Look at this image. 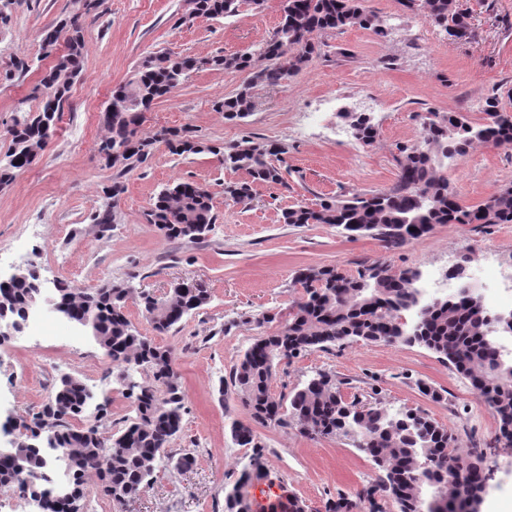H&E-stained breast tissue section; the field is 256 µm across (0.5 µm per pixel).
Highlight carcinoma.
<instances>
[{
  "label": "carcinoma",
  "instance_id": "obj_1",
  "mask_svg": "<svg viewBox=\"0 0 512 512\" xmlns=\"http://www.w3.org/2000/svg\"><path fill=\"white\" fill-rule=\"evenodd\" d=\"M189 2L190 15L216 19L237 15L243 0ZM401 5L451 37L454 28L467 30L456 0H401ZM282 10L281 24L257 58L248 52L207 60L170 52L146 57L132 81L112 89L99 115L107 135L98 150L112 148L117 153L112 166L126 170L146 159L157 144L180 156L219 155L224 167L243 170L248 176L224 188L240 204L253 200L257 183L285 184L281 167L272 163L283 161L288 153L281 143L244 140L227 146L206 145L185 129H163L148 138L139 134L143 113L154 101L203 66L253 71L250 82L218 104L224 118L235 121L252 111L257 84H277L321 54V45L311 40L313 33L332 35L356 27L387 35L383 20L366 7L365 0H283ZM41 49L55 56V62L34 88L37 109L13 119L10 145L0 158V185L34 163L47 145L48 132L57 127L84 58L85 40L77 19H64L45 29ZM261 60L266 65H257ZM344 117L350 119L358 142H374L377 129L369 115L347 112ZM422 128L420 143L395 146L397 178L388 190L348 191L322 201L317 208L297 205L283 212V223L328 224L350 236L376 237L392 248L426 236L436 224H511L512 185L467 206L445 174L447 163L466 156L476 143L512 146V111L501 95L486 98L482 121L477 124L460 112L430 111L422 117ZM147 216L163 237L190 242L203 239L217 219L208 186L195 181L167 185L156 195ZM93 221L98 237L108 236L112 205L96 211ZM419 280L416 269L394 271L381 262L364 265L355 275L335 266L302 268L292 278L293 287L302 293L288 307V319L278 332L256 338L230 372L252 421L293 425L308 436H344L382 472L374 484L358 493L357 500L330 499L325 512H384L387 501L398 512H467L469 499L485 490L486 477L481 461L459 456L449 447L452 434L427 413L391 412L358 396L348 401L330 373H317L286 399L273 396L269 381L277 366L304 352L345 341L424 347L469 380L492 409L502 436L512 439V372L502 367L501 347L487 334L490 311L483 299L477 295L427 299ZM135 296L143 317L159 334L177 329L209 302L208 294L187 282L163 298L137 293L122 282L107 281L92 289L58 282L56 303L74 323L90 330L113 369L122 375L141 369L147 379L130 392L135 397V419L109 435L98 423H74L85 410L87 385L74 376L59 383L42 411L17 418L19 437L13 456L0 457L1 487H15L22 494L45 489L43 475L51 457L28 447L29 434L44 430L56 447L66 450L72 483L80 488L93 476L100 493L123 506L152 482L157 462L169 456L168 448L182 431L185 394L172 351L141 333L128 318L126 304ZM0 297L8 300L11 312L21 320L36 291L28 278L7 287L0 285ZM231 435L238 445L250 448V453L239 477L224 484V512H253L246 488L255 480L269 479L266 449L255 442L249 424L232 423ZM450 461L463 464L462 477L448 470Z\"/></svg>",
  "mask_w": 512,
  "mask_h": 512
}]
</instances>
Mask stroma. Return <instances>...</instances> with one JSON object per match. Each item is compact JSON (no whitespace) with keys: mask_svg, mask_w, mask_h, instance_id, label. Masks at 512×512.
Instances as JSON below:
<instances>
[{"mask_svg":"<svg viewBox=\"0 0 512 512\" xmlns=\"http://www.w3.org/2000/svg\"><path fill=\"white\" fill-rule=\"evenodd\" d=\"M458 3L471 24L469 37L461 40L404 11L397 0H366L387 19V37L360 28L315 35L320 55L280 84L255 86L254 109L240 121L225 120L216 104L249 83L248 71L205 67L157 100L144 114L141 136L187 129L207 144L248 139L287 145L285 185H256L254 200L243 205L226 197L224 187L243 180L244 172L225 168L209 153L177 156L159 144L133 169L105 167L97 152L105 135L98 116L113 88L133 80L150 54L208 59L259 52L281 21L282 0L258 6L245 0L236 16L187 22L184 0H99L89 12L83 0H0L11 17L0 30V156L9 147L17 110L38 106L31 93L52 64L42 56L43 31L74 17L85 38L82 70L55 136L28 169L0 186V275L35 265L45 283L37 309L46 319L43 337L26 332L0 346V424L40 411L64 375L81 378L95 394L82 422L95 423L100 405L107 410L109 432L136 416L104 352L87 331L52 311L48 298L57 281L95 288L112 280L157 297L171 283L196 281L210 295L178 330L155 335L173 350L185 392L183 430L171 450L192 454L194 465L180 471L161 461L153 481L124 508L102 497L95 479H88L83 512H224V485L238 477L246 455L230 425L248 419L229 372L255 338L277 330L264 317L287 313L296 296L295 271L335 266L353 273L378 261L426 275L465 257L480 266L491 245L497 264L512 273V224H438L428 235L389 249L371 236L281 219L288 207H313L345 188H390L397 175L395 146L421 142L422 114L460 112L477 122L491 92L512 93V0ZM18 60L29 63L28 72L14 70ZM310 109L322 111L320 125H302L301 114ZM350 112L370 114L378 128L372 145L354 138L346 119ZM447 174L461 203L479 204L512 184V147L475 145L449 163ZM115 180L125 191L112 210V232L102 239L91 215L105 205L103 190ZM176 180L206 184L212 194L217 220L202 240L163 238L147 220L153 197ZM319 372L335 375L345 399L425 411L453 434L458 453L480 455L489 472L481 512L512 497V442L501 437L496 418L468 380L429 350L348 341L308 351L279 364L270 391L288 395ZM423 383L439 390L442 400L423 395ZM253 432L268 450L272 475L306 512H325L326 502L341 496L356 498L379 477L372 461L344 437L313 438L294 426L257 425Z\"/></svg>","mask_w":512,"mask_h":512,"instance_id":"35a3bbf8","label":"stroma"}]
</instances>
